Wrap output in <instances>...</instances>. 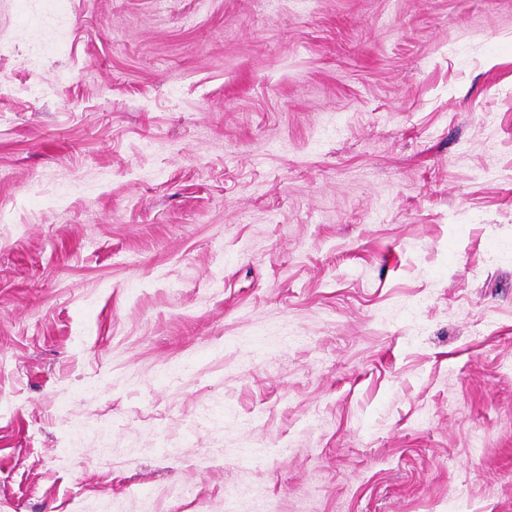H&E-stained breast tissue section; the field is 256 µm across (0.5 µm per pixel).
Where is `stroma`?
I'll return each mask as SVG.
<instances>
[{"label":"stroma","instance_id":"obj_1","mask_svg":"<svg viewBox=\"0 0 512 512\" xmlns=\"http://www.w3.org/2000/svg\"><path fill=\"white\" fill-rule=\"evenodd\" d=\"M1 207L0 512H512V0H0Z\"/></svg>","mask_w":512,"mask_h":512}]
</instances>
